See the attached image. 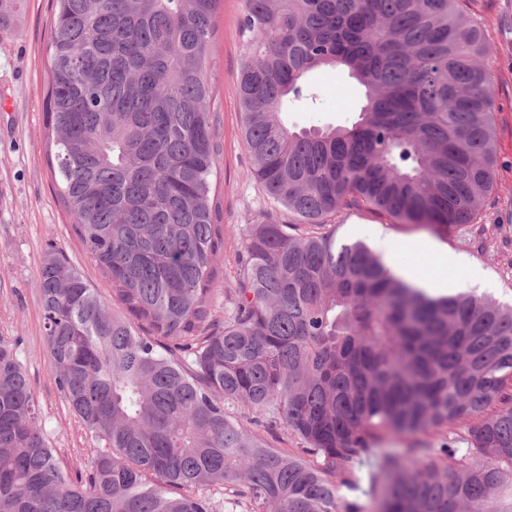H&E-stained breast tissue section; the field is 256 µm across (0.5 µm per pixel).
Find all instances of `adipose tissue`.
<instances>
[{
	"label": "adipose tissue",
	"mask_w": 512,
	"mask_h": 512,
	"mask_svg": "<svg viewBox=\"0 0 512 512\" xmlns=\"http://www.w3.org/2000/svg\"><path fill=\"white\" fill-rule=\"evenodd\" d=\"M376 246L385 254L386 268L394 277L431 295L445 294L454 289L455 282L449 278L448 271L459 266L460 261L447 250H435L436 268L432 273L422 276L407 261V247L404 243L388 236H381L377 238Z\"/></svg>",
	"instance_id": "ef3b65f1"
}]
</instances>
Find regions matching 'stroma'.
Segmentation results:
<instances>
[{"label":"stroma","instance_id":"obj_1","mask_svg":"<svg viewBox=\"0 0 512 512\" xmlns=\"http://www.w3.org/2000/svg\"><path fill=\"white\" fill-rule=\"evenodd\" d=\"M490 53L494 78L496 176L481 217L473 224L442 227L398 224L366 209H341L329 227L337 241L373 244L378 234L406 241L412 260L431 271L433 256L426 239L446 245L461 261L454 279L476 268L488 279L486 295L512 304V0H470ZM54 6L51 0H25L18 33L0 32V97L12 102L0 109V337L16 342L39 406L38 424L68 475L85 472L102 443L92 437L70 411L50 372L43 328L37 272L47 243L62 247L103 296L111 284L88 257L57 197L48 161L45 92L49 76L48 43ZM241 0H222L217 33L211 44L207 75L215 89L224 145V162L214 192L223 207L224 250L216 264L224 270L226 302L239 286L245 228L250 224H285L284 207L264 196L251 175L252 161L244 142L240 104L233 93L240 67L248 56L239 32ZM311 82L319 93L314 109L284 103L281 117L289 127L352 123L364 102L363 90L347 73L326 68Z\"/></svg>","mask_w":512,"mask_h":512}]
</instances>
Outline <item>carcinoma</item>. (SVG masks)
Returning a JSON list of instances; mask_svg holds the SVG:
<instances>
[{
    "instance_id": "cac0c4a2",
    "label": "carcinoma",
    "mask_w": 512,
    "mask_h": 512,
    "mask_svg": "<svg viewBox=\"0 0 512 512\" xmlns=\"http://www.w3.org/2000/svg\"><path fill=\"white\" fill-rule=\"evenodd\" d=\"M253 47L233 92L252 175L292 224H250L221 318V126L206 76L221 0H55L45 125L74 232L110 307L53 243L38 265L46 352L74 415L105 442L66 476L30 380L0 337V512H512V307L431 296L318 228L343 208L473 224L495 184L489 49L464 0H242ZM23 0H0V31ZM364 89L350 126L293 130L312 71ZM311 227L295 233V225ZM248 410L242 418L231 405ZM462 450L383 448L469 418ZM283 426L306 456L270 446ZM214 500L222 504L220 512H253L249 503L237 495V487L234 485H217L207 490Z\"/></svg>"
}]
</instances>
